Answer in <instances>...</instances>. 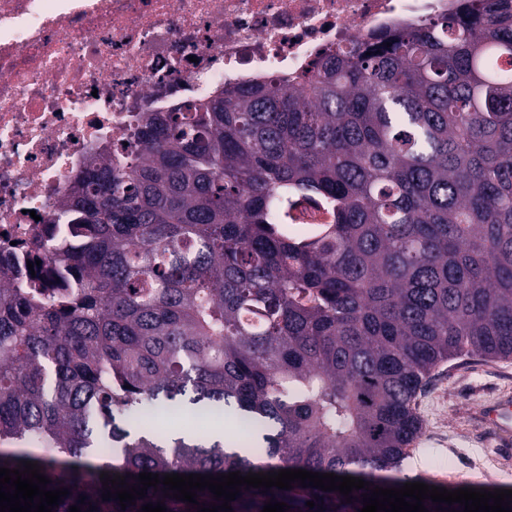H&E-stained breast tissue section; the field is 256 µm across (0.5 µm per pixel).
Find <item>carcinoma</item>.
Instances as JSON below:
<instances>
[{"label": "carcinoma", "instance_id": "obj_1", "mask_svg": "<svg viewBox=\"0 0 512 512\" xmlns=\"http://www.w3.org/2000/svg\"><path fill=\"white\" fill-rule=\"evenodd\" d=\"M123 152L64 203L68 285L0 270V467L68 489L52 512H197L161 483L123 511L103 472L427 483L403 462L432 371L512 358V0L149 113ZM304 205L329 224L283 234ZM165 401L230 410L254 445L159 431ZM364 493L242 486L231 507L359 512Z\"/></svg>", "mask_w": 512, "mask_h": 512}]
</instances>
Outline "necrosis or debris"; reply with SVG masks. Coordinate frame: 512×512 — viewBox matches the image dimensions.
<instances>
[{
	"label": "necrosis or debris",
	"mask_w": 512,
	"mask_h": 512,
	"mask_svg": "<svg viewBox=\"0 0 512 512\" xmlns=\"http://www.w3.org/2000/svg\"><path fill=\"white\" fill-rule=\"evenodd\" d=\"M464 0H0V253L48 280L60 203L141 115L271 77ZM36 270H29V263Z\"/></svg>",
	"instance_id": "4bbe7bcc"
}]
</instances>
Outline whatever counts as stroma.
<instances>
[{
	"label": "stroma",
	"mask_w": 512,
	"mask_h": 512,
	"mask_svg": "<svg viewBox=\"0 0 512 512\" xmlns=\"http://www.w3.org/2000/svg\"><path fill=\"white\" fill-rule=\"evenodd\" d=\"M504 391L512 392V360L464 358L440 365L418 397V412L423 430L442 429L449 440H416L408 449L405 473L422 475L451 463L469 474L489 465L494 483L512 487V469L493 464L492 444L472 420L475 409Z\"/></svg>",
	"instance_id": "stroma-1"
}]
</instances>
